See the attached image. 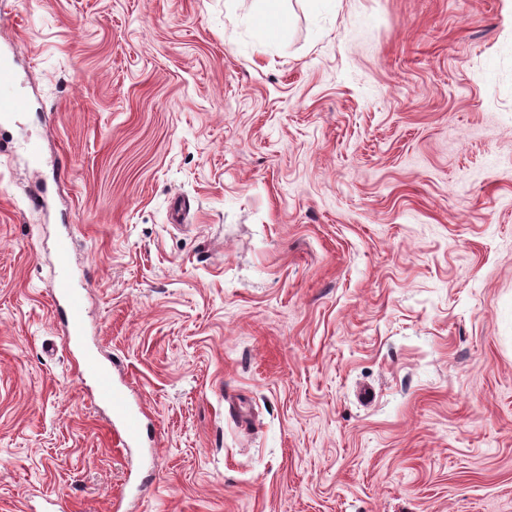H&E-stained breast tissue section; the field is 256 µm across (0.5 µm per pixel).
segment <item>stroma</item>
Segmentation results:
<instances>
[{
  "label": "stroma",
  "mask_w": 512,
  "mask_h": 512,
  "mask_svg": "<svg viewBox=\"0 0 512 512\" xmlns=\"http://www.w3.org/2000/svg\"><path fill=\"white\" fill-rule=\"evenodd\" d=\"M261 8L0 0V512H512V0ZM56 262L60 270L58 288L54 290L55 316L63 327L66 342L76 338L84 328V301L82 295L72 288L68 269L70 264L69 247L66 241L58 245ZM89 365L96 371L99 398L111 406L114 438L126 453L131 452L141 435V413L127 403L122 390L116 387L111 367L98 365L94 359L89 360Z\"/></svg>",
  "instance_id": "stroma-1"
}]
</instances>
